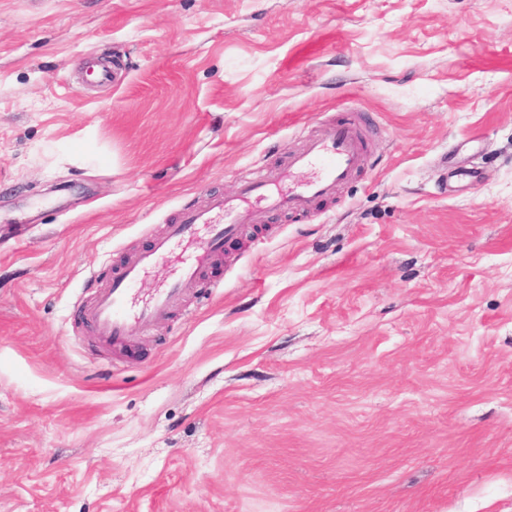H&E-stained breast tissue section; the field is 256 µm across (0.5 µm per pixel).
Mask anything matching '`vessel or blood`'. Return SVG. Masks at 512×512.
<instances>
[{
	"label": "vessel or blood",
	"instance_id": "1",
	"mask_svg": "<svg viewBox=\"0 0 512 512\" xmlns=\"http://www.w3.org/2000/svg\"><path fill=\"white\" fill-rule=\"evenodd\" d=\"M367 157L366 136L359 121L346 120L325 127L302 150L289 154L286 167L243 182L234 195H213L203 206L182 209L163 236L148 249L130 256L90 306L79 309L80 321L103 341H128L135 327L165 318L194 288L203 265L220 254L225 242L237 237L242 227L269 221L285 212H308L315 200L333 195L339 185L364 168ZM307 170L313 171V178L288 194L276 193L285 173ZM181 245L190 246L192 252L182 260L177 276L148 301L136 303L134 286L149 269L172 259L175 248Z\"/></svg>",
	"mask_w": 512,
	"mask_h": 512
}]
</instances>
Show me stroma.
Instances as JSON below:
<instances>
[{"label": "stroma", "mask_w": 512, "mask_h": 512, "mask_svg": "<svg viewBox=\"0 0 512 512\" xmlns=\"http://www.w3.org/2000/svg\"><path fill=\"white\" fill-rule=\"evenodd\" d=\"M357 114L334 196L74 320ZM0 512H512V0H0ZM367 157L366 136L358 120L325 127L302 150L290 153L284 167L243 182L233 196L211 195L201 207L182 209L163 236L148 249L130 256L90 306L78 310L80 321L103 341H128L138 325L144 327L165 318L194 288L203 265L220 254L224 243L237 237L245 224L267 222L285 212H308L315 200L333 195L339 185L364 168ZM312 169L317 170L315 177L286 195L274 193L287 170L289 177ZM201 229L206 231L204 236L199 235ZM184 244L193 252L185 260L174 257L175 248ZM172 258L181 264L177 276L148 301L136 303L133 287L149 269Z\"/></svg>", "instance_id": "1"}]
</instances>
